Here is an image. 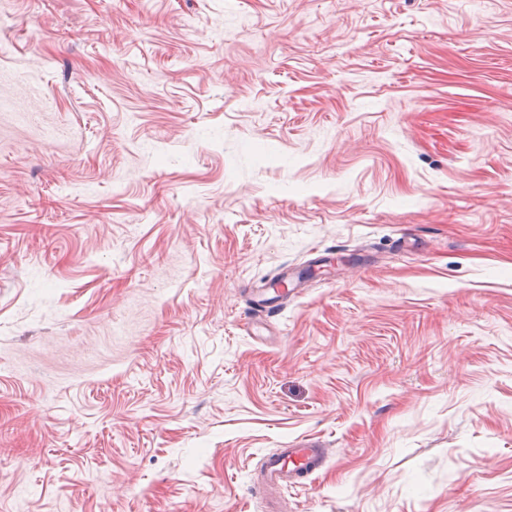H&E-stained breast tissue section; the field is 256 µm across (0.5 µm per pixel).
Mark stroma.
I'll return each instance as SVG.
<instances>
[{"label": "stroma", "instance_id": "stroma-1", "mask_svg": "<svg viewBox=\"0 0 512 512\" xmlns=\"http://www.w3.org/2000/svg\"><path fill=\"white\" fill-rule=\"evenodd\" d=\"M22 504L512 512V0H0ZM305 442L300 448H281L265 457L262 464V483L266 486L288 487L305 484L316 469L319 448Z\"/></svg>", "mask_w": 512, "mask_h": 512}]
</instances>
